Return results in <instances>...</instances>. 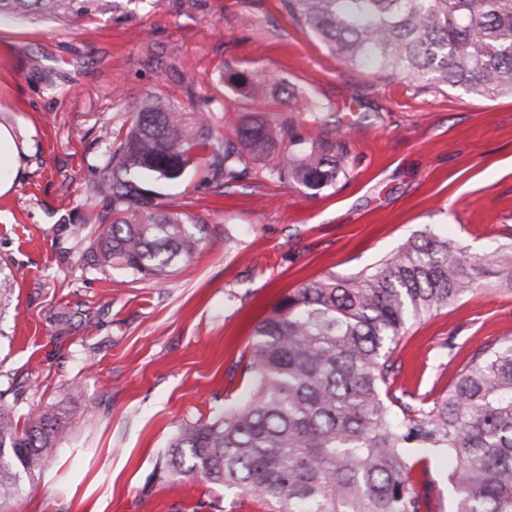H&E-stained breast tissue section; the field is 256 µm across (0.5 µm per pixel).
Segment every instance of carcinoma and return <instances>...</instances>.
I'll return each instance as SVG.
<instances>
[{"label":"carcinoma","mask_w":512,"mask_h":512,"mask_svg":"<svg viewBox=\"0 0 512 512\" xmlns=\"http://www.w3.org/2000/svg\"><path fill=\"white\" fill-rule=\"evenodd\" d=\"M111 0H0V16L60 20ZM288 15L348 67L399 77L421 89L512 94V0H283ZM238 94L279 105L278 83L234 73ZM326 106L306 99L286 112L236 117L237 139L196 134L158 103H134L124 134L104 124L109 145L93 185L88 223L70 232L93 263L144 280L189 264L205 222L166 206L185 182L194 141L209 144L201 183L217 190L258 169L316 195L347 177L350 128L328 129ZM512 288V246L468 256L429 230L376 265L330 273L284 296L254 329L243 371L250 391L210 421L177 426L156 464L158 478L200 480L252 497L269 512H432L434 481L412 480L411 455L448 457L455 512H512V343L476 349L448 393L428 401L393 387L408 323L445 309L482 276ZM77 428L62 409L20 423L0 403V512Z\"/></svg>","instance_id":"cac0c4a2"}]
</instances>
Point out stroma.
<instances>
[{
    "mask_svg": "<svg viewBox=\"0 0 512 512\" xmlns=\"http://www.w3.org/2000/svg\"><path fill=\"white\" fill-rule=\"evenodd\" d=\"M265 73L333 122H359L356 163L319 195L263 177L224 195L189 182L168 206L203 219L198 256L165 278L94 266L68 231L120 127L155 96L173 121L263 111L229 83ZM0 123L28 153L0 196V389L21 417L69 407L78 430L13 512H266L199 481H163L159 455L184 421L249 391L254 326L327 274L374 265L424 229L470 255L512 241V96L420 91L332 58L281 0H113L79 18L0 20ZM512 341V292L485 284L412 322L396 387L435 399L470 354Z\"/></svg>",
    "mask_w": 512,
    "mask_h": 512,
    "instance_id": "stroma-1",
    "label": "stroma"
}]
</instances>
